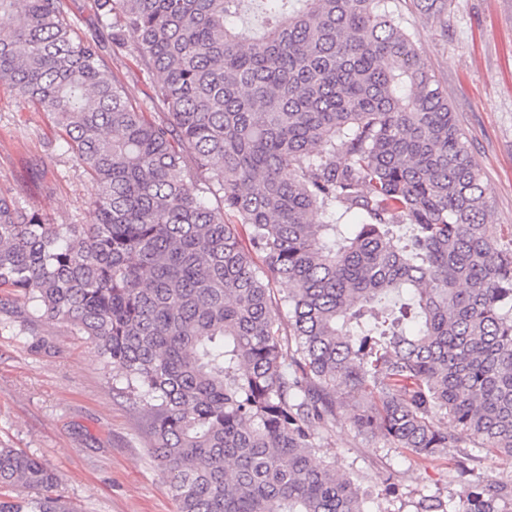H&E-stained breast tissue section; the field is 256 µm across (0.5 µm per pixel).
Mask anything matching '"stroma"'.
<instances>
[{"mask_svg": "<svg viewBox=\"0 0 512 512\" xmlns=\"http://www.w3.org/2000/svg\"><path fill=\"white\" fill-rule=\"evenodd\" d=\"M420 55L448 92L481 170L490 220L512 229V0H453L444 22L398 0ZM104 57L132 101L148 105L156 81L136 54ZM65 134L30 102L0 88V191L51 224L89 220L91 183L65 148ZM148 418L113 390L112 370L72 326L37 319L0 288V446L37 456L61 478L58 494L77 512H177L148 455ZM318 459L371 492L369 512H417L422 500L457 495L453 461L474 476L512 480V459L447 449L418 460L382 434L358 433L348 417L317 433Z\"/></svg>", "mask_w": 512, "mask_h": 512, "instance_id": "stroma-1", "label": "stroma"}]
</instances>
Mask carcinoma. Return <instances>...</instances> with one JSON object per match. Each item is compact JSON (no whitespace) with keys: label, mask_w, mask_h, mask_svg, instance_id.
Listing matches in <instances>:
<instances>
[{"label":"carcinoma","mask_w":512,"mask_h":512,"mask_svg":"<svg viewBox=\"0 0 512 512\" xmlns=\"http://www.w3.org/2000/svg\"><path fill=\"white\" fill-rule=\"evenodd\" d=\"M88 7L112 22L80 38L65 0H0V86L48 113L92 182L88 224L0 193V288L87 336L147 411L177 512H367L315 458L343 415L423 461L512 458V243L396 0ZM108 41L159 76L160 119ZM58 482L0 448V512H73ZM510 503L512 482L467 479L420 512ZM103 54L116 79L128 91L130 99L133 102L143 103L147 107L148 117L152 120L157 119L160 111L152 108L149 99L157 80L156 74L147 71L136 54L131 51L112 52L111 42H106Z\"/></svg>","instance_id":"obj_1"}]
</instances>
